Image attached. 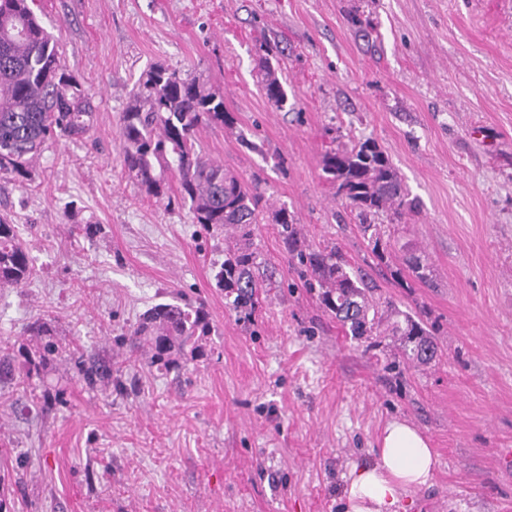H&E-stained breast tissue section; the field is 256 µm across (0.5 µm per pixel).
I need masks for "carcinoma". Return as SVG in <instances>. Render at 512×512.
Returning <instances> with one entry per match:
<instances>
[{"label": "carcinoma", "instance_id": "carcinoma-1", "mask_svg": "<svg viewBox=\"0 0 512 512\" xmlns=\"http://www.w3.org/2000/svg\"><path fill=\"white\" fill-rule=\"evenodd\" d=\"M33 3L0 0V172L21 184L31 180L33 162L47 142L85 136L95 112L82 79L65 64L57 40L35 14ZM262 50L266 57L258 84L278 111L288 97L271 63L277 45L267 43ZM233 124L232 113L224 108V96L176 68L153 63L130 92L120 116L119 137L126 177L143 197L165 199L169 205L188 209L193 223L212 234L232 235L216 281L224 289L226 306L248 320L260 291L273 285L256 244L264 190L259 183L245 184L224 170L223 164L204 153L197 136L203 127L229 129ZM322 171L334 197L356 212L372 254L384 260L387 245L371 218L388 213L397 221L414 207L388 156L371 141L350 148L339 144L324 154ZM273 223L278 226L284 252L305 276L307 287L319 289L321 304L348 334L371 336L380 331L390 313L396 320L388 325V331L402 337L406 360L427 364L436 358L438 345L423 321L373 300L367 280L350 271V264L336 247L298 248L297 222L285 206L274 212ZM31 275L29 254L19 240L17 226L1 216L0 284L20 286ZM391 275L401 281H429L427 265L415 254ZM211 330L204 305L182 298L151 307L119 341L132 349L146 344L152 363L179 370L178 357L198 358L199 337L210 335ZM33 333L47 337L45 354L59 352L47 323L35 326ZM78 364L88 386H120V381L112 378V366L93 357Z\"/></svg>", "mask_w": 512, "mask_h": 512}]
</instances>
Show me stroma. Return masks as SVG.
Returning a JSON list of instances; mask_svg holds the SVG:
<instances>
[{"label": "stroma", "mask_w": 512, "mask_h": 512, "mask_svg": "<svg viewBox=\"0 0 512 512\" xmlns=\"http://www.w3.org/2000/svg\"><path fill=\"white\" fill-rule=\"evenodd\" d=\"M97 106L81 139L49 143L32 179L0 173V215L33 267L0 285V347L38 354L50 322L65 355L40 375H0L6 512H342L345 478L386 425L416 427L438 457L409 512H512V0H36ZM288 93L258 87L261 42ZM156 61L224 97L236 133L204 128L206 153L267 212L257 243L274 272L252 321L225 305L224 239L188 210L144 198L124 173L119 118ZM370 140L417 208L379 217V265L336 200L321 157ZM304 245L336 244L375 293L424 320L435 361L405 364L387 335L354 340L289 263L272 211ZM430 284L389 267L404 245ZM203 302L212 325L181 371L115 342L158 303ZM111 361L124 389L89 388L69 350Z\"/></svg>", "instance_id": "35a3bbf8"}]
</instances>
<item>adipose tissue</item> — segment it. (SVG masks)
I'll use <instances>...</instances> for the list:
<instances>
[{
    "label": "adipose tissue",
    "mask_w": 512,
    "mask_h": 512,
    "mask_svg": "<svg viewBox=\"0 0 512 512\" xmlns=\"http://www.w3.org/2000/svg\"><path fill=\"white\" fill-rule=\"evenodd\" d=\"M436 461L418 429L390 422L375 458L352 466L344 489L345 512H406L405 498L430 485Z\"/></svg>",
    "instance_id": "obj_1"
}]
</instances>
